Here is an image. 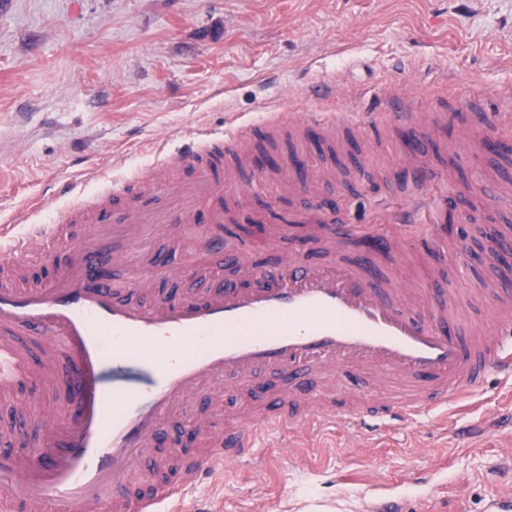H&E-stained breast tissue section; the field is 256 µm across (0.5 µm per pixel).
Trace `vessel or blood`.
<instances>
[{
    "label": "vessel or blood",
    "mask_w": 512,
    "mask_h": 512,
    "mask_svg": "<svg viewBox=\"0 0 512 512\" xmlns=\"http://www.w3.org/2000/svg\"><path fill=\"white\" fill-rule=\"evenodd\" d=\"M379 97L389 118L405 126L407 152L426 157L412 105L388 89ZM341 121L360 133L374 127L365 112ZM341 121L323 112L301 120L286 114L205 133L173 160L190 180L146 184L135 173L60 209L53 223L11 237L0 252V392L21 409L59 378L65 397L51 413L0 430V512H174L173 502L200 477L252 458L262 427L276 426L282 443L316 418L345 421L361 435L405 427L478 392L488 370L512 376V322L500 315L512 289L485 301L481 332L465 331L445 296L415 307L365 256L347 260L354 240H372L381 251L391 242L375 225L339 226L332 207L312 205L305 221L335 225L339 260L298 257L261 270L244 254L225 252L222 235L211 230V251L240 271L241 283L189 297L156 292L169 264L160 257L131 279L132 298H118L111 273L124 252L71 233L76 224L193 223L194 205H207L230 183L225 151L281 124L312 136L332 133ZM412 178L418 197L387 222H404L428 197L425 167L413 168ZM33 251L53 272L41 286L23 288L11 272ZM261 369L280 381L271 406L230 423L196 415L195 427L210 434L205 451L168 443V422L191 410V395L232 391ZM363 369L373 380L340 411L306 386L322 370L349 377ZM385 380L395 388L387 398L378 387Z\"/></svg>",
    "instance_id": "b4317fda"
}]
</instances>
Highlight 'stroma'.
<instances>
[{
	"instance_id": "1",
	"label": "stroma",
	"mask_w": 512,
	"mask_h": 512,
	"mask_svg": "<svg viewBox=\"0 0 512 512\" xmlns=\"http://www.w3.org/2000/svg\"><path fill=\"white\" fill-rule=\"evenodd\" d=\"M328 83L335 97L314 101L313 86ZM393 84L409 97L431 156L429 221L457 189L478 223L461 238L439 243L453 253L465 241V265L439 263L421 246L378 258L389 281L444 294L463 327L479 325L474 298L483 284L506 279L485 238L482 220L506 212L512 234V166L481 148L488 114L466 106L479 93L495 101L512 95V0H0V225L21 234L49 223L75 194L145 170L176 154L197 133L221 131L227 115L238 123L270 112H372L374 146L339 127L322 144L283 133L256 150L313 156L309 171L270 172L254 185L242 160L224 198L202 209L192 224H150L139 232L112 275L119 296L144 273L145 254L180 253L197 269L173 278L178 294L236 281L234 267L210 258L214 209L228 205L235 222L226 252L247 250L261 268L288 252L325 262L332 252L264 224H285L293 211L323 200L341 223H374L381 208L412 197L414 187L392 172L405 154L400 134L378 109V91ZM198 410L219 418L254 411L249 387L233 397L206 395ZM512 410V378L487 374L464 408L423 416L396 431L355 440L339 424L296 433L273 447L274 427L257 438V461L215 470L195 485L185 506L209 500L216 512H306L334 503L335 512H362L369 496L400 494L406 512H486L493 489L512 490V429L496 419ZM426 473L433 486L411 482Z\"/></svg>"
}]
</instances>
